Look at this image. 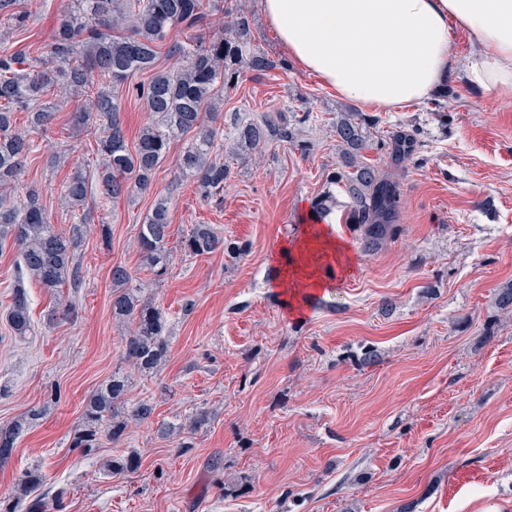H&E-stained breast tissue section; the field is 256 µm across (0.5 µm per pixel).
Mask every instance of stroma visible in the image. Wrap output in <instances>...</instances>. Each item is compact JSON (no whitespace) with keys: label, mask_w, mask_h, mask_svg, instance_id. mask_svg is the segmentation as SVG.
<instances>
[{"label":"stroma","mask_w":512,"mask_h":512,"mask_svg":"<svg viewBox=\"0 0 512 512\" xmlns=\"http://www.w3.org/2000/svg\"><path fill=\"white\" fill-rule=\"evenodd\" d=\"M69 2L24 0L35 19L5 47L50 43ZM246 4L256 45L286 65L243 72L238 88L224 92V142L232 144L235 122L266 112L285 113L293 138L259 156H231L219 204L178 174L182 145H171L154 183L171 199L165 280L137 251L151 197L112 202L93 186L88 206L95 222L110 225L111 240L84 233L82 281L62 295L26 281L34 333L21 340L7 322L18 250L0 248V425L47 408L0 468V499H12L19 476L39 465V493L62 496L46 512H398L410 502L415 512H512V315L494 304L496 290L512 284V105L468 79L474 46L452 28L455 69L429 98L380 112L367 131L365 157L400 184L401 232L361 254L348 199L327 183L340 161L333 124L358 106L288 62L259 0ZM148 80L138 74L117 89L132 141L149 118L134 87ZM438 102L448 106L447 123L434 112ZM78 107L55 111L50 149L24 169L63 232L76 222L63 184L77 172L95 178L98 166L94 134H71ZM399 130L419 141L414 160L400 164L375 148ZM326 191L335 205L324 223L355 250V267L293 314L270 286V255ZM196 224L246 244L245 254L185 255L181 240ZM116 263L135 272L168 317L159 372L146 376L121 360ZM62 299L76 318L50 319ZM369 350L377 361L367 365ZM116 371L132 377L130 400L153 402V418L129 427L123 443L105 439L84 455L71 443L85 400ZM202 413L207 422L192 427ZM161 421L181 434L161 436ZM127 448L139 454V469L106 476V461Z\"/></svg>","instance_id":"1"}]
</instances>
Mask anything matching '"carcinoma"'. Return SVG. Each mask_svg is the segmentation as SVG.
I'll list each match as a JSON object with an SVG mask.
<instances>
[{
	"instance_id": "cac0c4a2",
	"label": "carcinoma",
	"mask_w": 512,
	"mask_h": 512,
	"mask_svg": "<svg viewBox=\"0 0 512 512\" xmlns=\"http://www.w3.org/2000/svg\"><path fill=\"white\" fill-rule=\"evenodd\" d=\"M60 19L49 50L35 56L0 50V247L10 239L29 277L54 294L67 283L80 280L77 250L83 229L90 226L86 177L76 173L63 186L62 197L79 215L70 233L49 223L38 188L22 180L23 160L39 144L33 133L47 134L52 109L72 100L83 105L72 114L76 135L99 134L98 180L103 194L129 201L150 193L157 170L167 160L175 139L186 141L176 159L179 174L195 179L201 197L218 200L232 169L224 162V119L220 92L235 88L243 70L256 76L278 68L280 62L254 45L251 14L243 0H71ZM221 8L224 32L212 31L210 12ZM33 20L22 0H0V23L25 29ZM179 28L188 40L166 44L169 31ZM177 58L178 66H157L163 46ZM150 73L148 83L136 86L152 121L129 144L115 89L139 73ZM57 102L49 103V99ZM27 114V127L17 126L15 114ZM379 118L365 112H346L336 118V138L341 166L327 176L329 184L342 185L349 199V215L359 231L362 253L380 250L399 232V183L380 174L363 155L368 148L365 127ZM292 133L276 112L234 128L236 143L256 149L272 142H287ZM419 142L414 133L392 132L380 143L395 161L415 157ZM171 224L169 200L158 196L140 224L137 236L142 265L161 281L168 276ZM193 256L224 252L244 254L242 246L225 242L208 225L198 224L183 241ZM112 316L131 326L123 336V359L144 373L159 371L169 352L168 324L162 310L141 294L134 273L119 263L111 268ZM7 321L14 335L31 332L26 289L14 287ZM130 378L115 372L89 396L82 424L72 447L90 454L103 437L124 439L128 426L145 422L154 413L148 400L127 398ZM45 408L33 407L7 425L0 426V466L12 458L18 440L43 416ZM141 458L134 451L110 460L105 472H133ZM43 482L38 468L22 474L16 485L17 502H0V512H16L20 500Z\"/></svg>"
}]
</instances>
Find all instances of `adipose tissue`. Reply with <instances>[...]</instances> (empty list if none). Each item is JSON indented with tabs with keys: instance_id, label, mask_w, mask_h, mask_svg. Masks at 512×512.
Returning a JSON list of instances; mask_svg holds the SVG:
<instances>
[{
	"instance_id": "ef3b65f1",
	"label": "adipose tissue",
	"mask_w": 512,
	"mask_h": 512,
	"mask_svg": "<svg viewBox=\"0 0 512 512\" xmlns=\"http://www.w3.org/2000/svg\"><path fill=\"white\" fill-rule=\"evenodd\" d=\"M260 8L304 71L363 106L403 107L431 93L455 64L453 26L477 48L472 81L512 102V0H260ZM319 256L354 265L347 244L310 224L301 239L273 251L275 287L294 301L320 288Z\"/></svg>"
}]
</instances>
